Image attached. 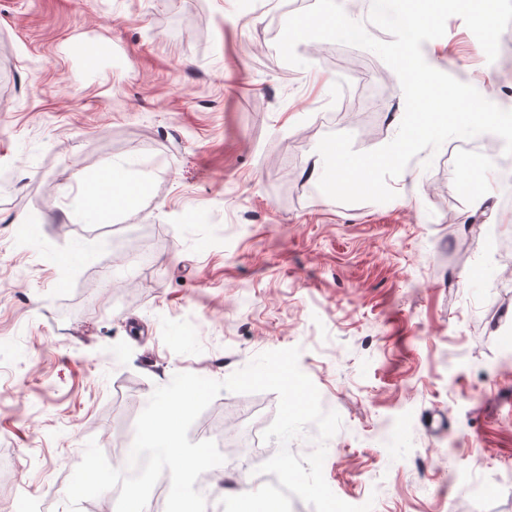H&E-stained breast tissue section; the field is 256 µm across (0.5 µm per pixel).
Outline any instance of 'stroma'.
<instances>
[{
	"mask_svg": "<svg viewBox=\"0 0 512 512\" xmlns=\"http://www.w3.org/2000/svg\"><path fill=\"white\" fill-rule=\"evenodd\" d=\"M0 0V512L14 487L41 512L88 441L111 465L144 400L174 374L223 380L257 354L299 367L340 430L324 478L373 512H512V183H464L460 162L501 139L445 142L389 187L344 204L311 171L329 133L356 151L390 142L405 112L374 52L277 42L278 0ZM107 55L87 67L83 44ZM426 62L512 110V26L495 61L463 19ZM379 89L364 105L360 88ZM148 166L144 193L97 225L67 217L79 179ZM42 237L48 253L31 247ZM136 242L145 273L113 263ZM275 393H220L189 430L247 413L267 429ZM383 485L369 499L370 484Z\"/></svg>",
	"mask_w": 512,
	"mask_h": 512,
	"instance_id": "stroma-1",
	"label": "stroma"
}]
</instances>
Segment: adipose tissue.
Listing matches in <instances>:
<instances>
[{
    "instance_id": "1",
    "label": "adipose tissue",
    "mask_w": 512,
    "mask_h": 512,
    "mask_svg": "<svg viewBox=\"0 0 512 512\" xmlns=\"http://www.w3.org/2000/svg\"><path fill=\"white\" fill-rule=\"evenodd\" d=\"M143 178L131 177L123 162L115 161L83 180L82 191L71 218L77 223H99L133 201L141 192Z\"/></svg>"
}]
</instances>
